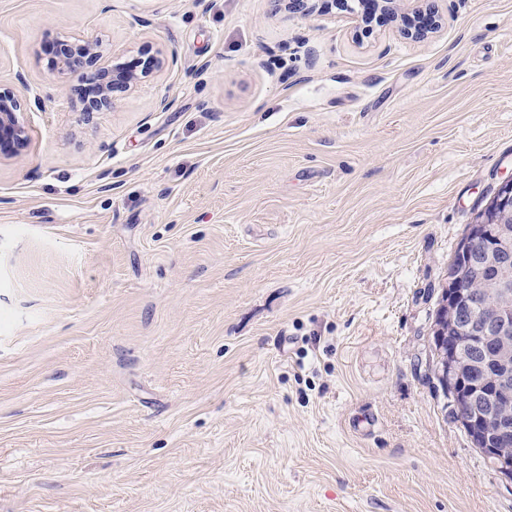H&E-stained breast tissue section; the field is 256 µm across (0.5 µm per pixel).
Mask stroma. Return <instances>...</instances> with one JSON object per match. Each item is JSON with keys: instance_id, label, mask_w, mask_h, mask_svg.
I'll use <instances>...</instances> for the list:
<instances>
[{"instance_id": "stroma-1", "label": "stroma", "mask_w": 512, "mask_h": 512, "mask_svg": "<svg viewBox=\"0 0 512 512\" xmlns=\"http://www.w3.org/2000/svg\"><path fill=\"white\" fill-rule=\"evenodd\" d=\"M0 0V512H512L430 366L512 176V0ZM165 66L85 113L58 42ZM279 2H285V7L288 8V10L300 13L304 16L311 15L321 9H324L326 7L330 8L333 5H336L339 8H346L345 10H349L350 12L354 13V9L349 7L348 5L345 6L346 0H277ZM372 4L377 6L376 14L356 13L355 18L359 27H371L373 22H381L383 16L390 22H398L400 34L407 39L423 41L431 34L435 33L442 26V18L435 7L428 1L409 0L413 2L411 7L402 11L399 7V0H372ZM377 11L379 14L377 15ZM21 111V98L0 85V154L5 148L18 151L28 141V130L18 116Z\"/></svg>"}]
</instances>
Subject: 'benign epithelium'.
I'll list each match as a JSON object with an SVG mask.
<instances>
[{
    "instance_id": "7a95c632",
    "label": "benign epithelium",
    "mask_w": 512,
    "mask_h": 512,
    "mask_svg": "<svg viewBox=\"0 0 512 512\" xmlns=\"http://www.w3.org/2000/svg\"><path fill=\"white\" fill-rule=\"evenodd\" d=\"M288 10L304 16L333 5L344 8L346 0H283ZM403 11L399 0H372L378 15H355L357 25L368 28L384 19L398 23L400 34L423 41L441 26L435 7L423 0ZM60 67L90 68L95 74L112 73L103 79L87 113L112 105L115 98L141 79L161 69L164 61L149 55L133 64L105 65L101 44L57 45ZM21 98L9 87L0 86V150H20L28 141V130L20 121ZM465 260L461 267L448 268V285L433 329V372L451 399L453 418L464 425L472 441L495 468L512 482V417L502 404H512V286L502 274L512 266V178L501 181L457 246ZM483 277L487 292L499 296V303L486 307L465 284L473 273Z\"/></svg>"
}]
</instances>
